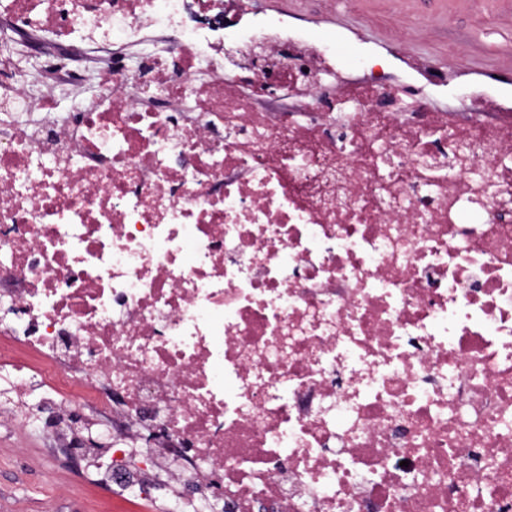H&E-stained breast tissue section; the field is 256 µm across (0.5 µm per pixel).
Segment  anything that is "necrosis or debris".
<instances>
[{
    "mask_svg": "<svg viewBox=\"0 0 512 512\" xmlns=\"http://www.w3.org/2000/svg\"><path fill=\"white\" fill-rule=\"evenodd\" d=\"M225 11L0 0V426L37 396L170 512H512V121L402 117L375 75L337 111L320 47ZM259 38L301 116L198 81ZM106 410L144 440L86 441Z\"/></svg>",
    "mask_w": 512,
    "mask_h": 512,
    "instance_id": "1",
    "label": "necrosis or debris"
}]
</instances>
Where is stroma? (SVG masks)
Here are the masks:
<instances>
[{"label": "stroma", "mask_w": 512, "mask_h": 512, "mask_svg": "<svg viewBox=\"0 0 512 512\" xmlns=\"http://www.w3.org/2000/svg\"><path fill=\"white\" fill-rule=\"evenodd\" d=\"M240 10L284 15L290 30L336 42L326 83L366 84L376 65L409 108L423 99L461 122L512 118V0H242ZM40 448L36 432L0 433V512H162L71 469L34 465Z\"/></svg>", "instance_id": "35a3bbf8"}]
</instances>
